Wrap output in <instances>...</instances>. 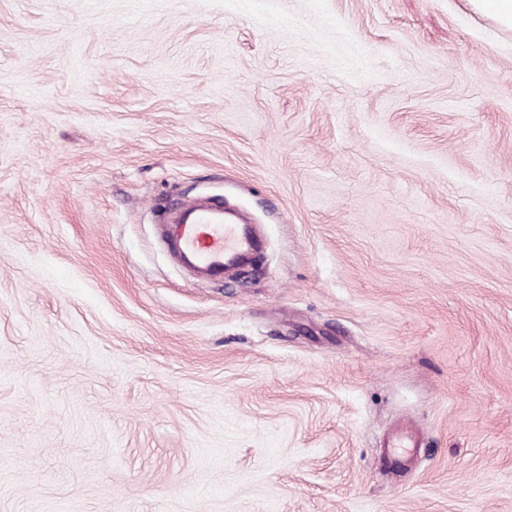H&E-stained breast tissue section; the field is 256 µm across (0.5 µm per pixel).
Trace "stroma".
<instances>
[{"label":"stroma","mask_w":512,"mask_h":512,"mask_svg":"<svg viewBox=\"0 0 512 512\" xmlns=\"http://www.w3.org/2000/svg\"><path fill=\"white\" fill-rule=\"evenodd\" d=\"M200 196L251 278L161 246ZM0 512H512V31L0 0ZM174 216L162 224V235L173 259L207 281H222L231 268L259 257L261 238L256 225L224 199L181 201L171 208Z\"/></svg>","instance_id":"stroma-1"}]
</instances>
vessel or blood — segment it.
<instances>
[{"label": "vessel or blood", "instance_id": "b4317fda", "mask_svg": "<svg viewBox=\"0 0 512 512\" xmlns=\"http://www.w3.org/2000/svg\"><path fill=\"white\" fill-rule=\"evenodd\" d=\"M173 218L162 225L173 259L208 281L223 280L234 267L259 257L261 238L256 225L210 197L179 202Z\"/></svg>", "mask_w": 512, "mask_h": 512}]
</instances>
